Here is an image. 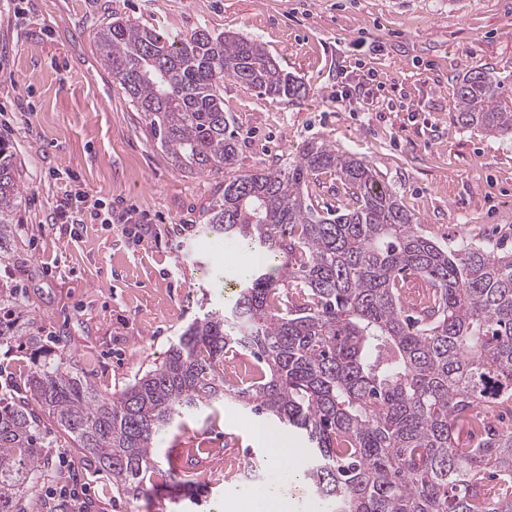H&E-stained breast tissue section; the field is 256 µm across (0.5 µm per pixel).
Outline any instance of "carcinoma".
Returning a JSON list of instances; mask_svg holds the SVG:
<instances>
[{"instance_id":"cac0c4a2","label":"carcinoma","mask_w":512,"mask_h":512,"mask_svg":"<svg viewBox=\"0 0 512 512\" xmlns=\"http://www.w3.org/2000/svg\"><path fill=\"white\" fill-rule=\"evenodd\" d=\"M94 46L173 166L228 174L202 231L263 255L231 307L194 319L119 392L98 393L61 362L29 376L27 395L112 477V492L148 495L147 480L164 473L160 437L222 395L305 433V480L332 512H512V423L476 445L464 438L482 411L512 417V250L436 243L369 162L325 143H306L282 168L234 174L224 78L291 99L303 89L253 39L196 28L171 42L109 16ZM457 97L453 126L512 137L490 71H467ZM327 171L351 208L315 207L307 182ZM21 200L14 152L0 141V249ZM409 275L429 290L416 318ZM236 351L259 367L230 384L224 360ZM39 440L38 417L0 396V512H26Z\"/></svg>"}]
</instances>
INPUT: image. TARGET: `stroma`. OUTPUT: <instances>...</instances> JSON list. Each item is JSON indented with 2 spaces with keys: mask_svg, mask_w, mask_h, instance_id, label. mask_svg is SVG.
Returning a JSON list of instances; mask_svg holds the SVG:
<instances>
[{
  "mask_svg": "<svg viewBox=\"0 0 512 512\" xmlns=\"http://www.w3.org/2000/svg\"><path fill=\"white\" fill-rule=\"evenodd\" d=\"M110 14L175 40L200 26L238 33L305 84V96L288 99L225 79L236 173L323 142L368 160L434 241L450 246L462 233L512 249V139L450 123L458 77L477 66L508 86L512 107V0H0V139L25 188L0 292L23 296L41 336L0 345V393L24 399L50 358L101 393L120 391L194 318L226 305L224 270L244 260L199 230L223 173L171 165L101 67L92 33ZM66 194L145 211L152 233L137 244L117 223H49ZM266 428L219 398L177 418L157 460L191 473L190 512H218L226 462L272 480ZM42 433L48 475L32 493L35 512L63 486L86 512H172L165 483L146 499L113 496L70 435L49 422Z\"/></svg>",
  "mask_w": 512,
  "mask_h": 512,
  "instance_id": "35a3bbf8",
  "label": "stroma"
}]
</instances>
